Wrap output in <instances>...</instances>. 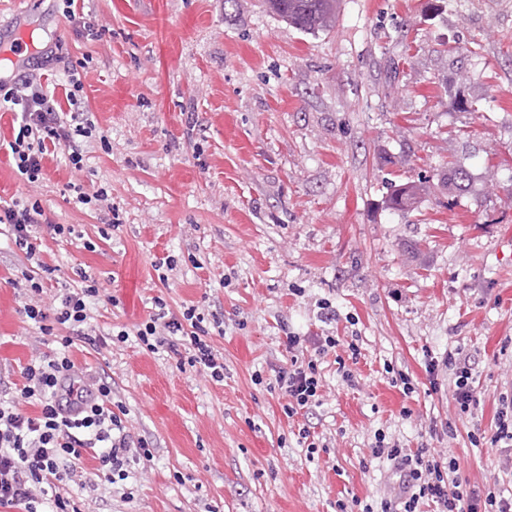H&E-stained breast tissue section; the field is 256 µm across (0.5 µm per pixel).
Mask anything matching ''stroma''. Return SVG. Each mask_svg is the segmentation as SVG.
I'll return each instance as SVG.
<instances>
[{
  "instance_id": "stroma-1",
  "label": "stroma",
  "mask_w": 512,
  "mask_h": 512,
  "mask_svg": "<svg viewBox=\"0 0 512 512\" xmlns=\"http://www.w3.org/2000/svg\"><path fill=\"white\" fill-rule=\"evenodd\" d=\"M64 8L0 0V76L62 43L64 62L40 81L66 105L65 68L84 62L88 116L104 133L77 138L82 170L59 148L31 185L8 147L16 115L0 107V202H40L74 229L39 228L34 263L0 225V399L32 356L61 349L23 312L25 276L56 268L50 308L85 269L107 294L89 304L97 341L69 355L81 379L111 382L153 458L106 500L74 484L63 496L80 512H336L397 491L391 464L371 455L379 433L450 452L470 484L512 493L500 452L468 438L493 434L512 392V0H339L335 28L318 34L265 0H85L97 36L76 35ZM455 166L470 182L452 197ZM421 174L430 193L391 210ZM72 183L106 189L110 209L76 207ZM157 297L176 314H223L210 336L223 381L132 338ZM324 302L335 322H322ZM291 334L340 344L319 360L320 404L290 418L275 377ZM453 350L477 390L463 416L441 364Z\"/></svg>"
}]
</instances>
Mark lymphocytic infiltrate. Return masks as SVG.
<instances>
[{"instance_id":"f902f5d3","label":"lymphocytic infiltrate","mask_w":512,"mask_h":512,"mask_svg":"<svg viewBox=\"0 0 512 512\" xmlns=\"http://www.w3.org/2000/svg\"><path fill=\"white\" fill-rule=\"evenodd\" d=\"M66 94L68 116H61L57 103L48 96L33 73H23L7 88L1 99L18 106L19 127L9 148L18 172L27 182L44 175V158L50 148L68 149V161L82 170L84 156L76 137H95V124L85 118L86 100L81 78L70 75ZM0 224L8 225L16 247L28 259L39 254L35 242L37 227L47 226L57 236L71 233V226L52 223L39 204L12 202L0 206ZM79 290L60 297L54 313H46L38 297L39 282H31V299L24 313L34 323L54 321L73 328V336L62 339L63 349L52 355H36L22 367L23 384L9 401H0V512H69L70 502L60 485L73 483L91 487L99 498L112 494V487L129 476L131 461L148 459L146 443L133 439L125 421L112 408V387L103 380L80 381L75 363L66 352L74 337L82 336L87 323V301L99 296L103 287L97 279L78 270ZM155 314L136 328L139 343L148 350L174 348L183 344L189 366L202 369L212 380L223 381L224 358L208 341L211 330L222 329L224 319H205L195 307L181 315H168L166 303L155 298ZM293 358L290 368L281 370L276 382L288 402L287 417L320 404L322 378L315 358H306L301 337L288 339ZM98 449L102 482H93L81 465L86 450ZM374 458L391 462L399 476L396 498L381 499L379 506L365 505L362 512H419L423 502L435 503L437 512H512V497L489 491L479 494L460 473L455 457L432 454L428 448L415 450L385 444L376 435L371 448Z\"/></svg>"}]
</instances>
